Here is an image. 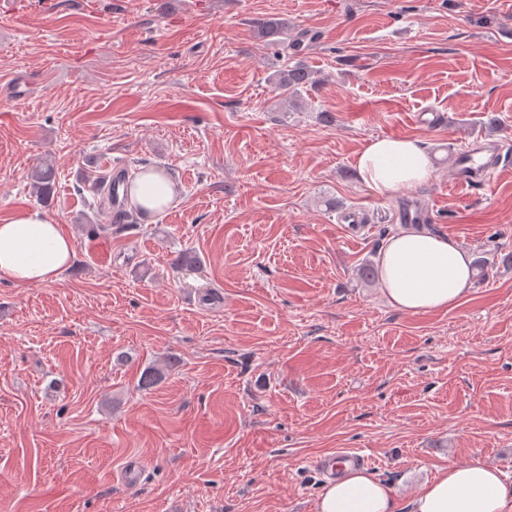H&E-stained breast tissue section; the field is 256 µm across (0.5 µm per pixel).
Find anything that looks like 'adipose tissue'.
I'll return each instance as SVG.
<instances>
[{
	"label": "adipose tissue",
	"instance_id": "obj_1",
	"mask_svg": "<svg viewBox=\"0 0 512 512\" xmlns=\"http://www.w3.org/2000/svg\"><path fill=\"white\" fill-rule=\"evenodd\" d=\"M361 182L384 196L427 182L432 168L419 142L376 137L357 154ZM131 197L145 215L163 213L174 199V181L164 171H139ZM74 244L58 220L28 210L0 222V281L51 284L69 266ZM381 292L393 308L430 313L465 302L473 283L472 258L453 239L413 227L399 228L379 253ZM316 512H512V478L480 459L449 461L417 486L407 504L394 489L366 471L347 469L327 484Z\"/></svg>",
	"mask_w": 512,
	"mask_h": 512
}]
</instances>
